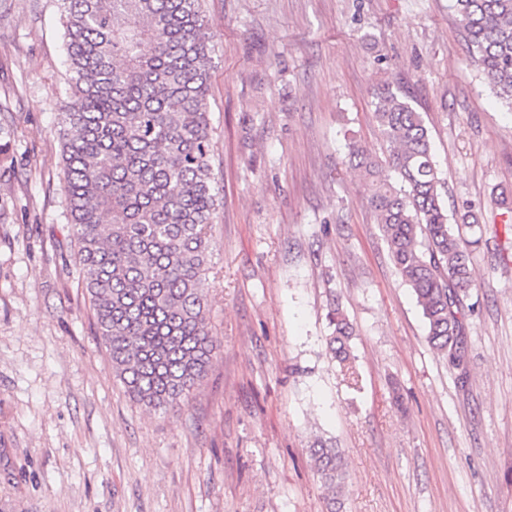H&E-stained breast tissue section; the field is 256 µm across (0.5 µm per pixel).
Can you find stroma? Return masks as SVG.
<instances>
[{
	"label": "stroma",
	"mask_w": 512,
	"mask_h": 512,
	"mask_svg": "<svg viewBox=\"0 0 512 512\" xmlns=\"http://www.w3.org/2000/svg\"><path fill=\"white\" fill-rule=\"evenodd\" d=\"M220 194L206 292L215 352L178 406L113 373L63 214L70 103L57 0H0V512H512V107L471 64L448 0H203ZM391 83L423 113L449 221L499 226L471 262L464 367L437 356L349 143L386 159ZM354 328L333 359L327 313ZM401 400H394V393ZM310 456L317 474L328 490L326 511L342 512L347 470L341 450L330 441H318L310 448Z\"/></svg>",
	"instance_id": "1"
}]
</instances>
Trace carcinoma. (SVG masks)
Here are the masks:
<instances>
[{"label": "carcinoma", "mask_w": 512, "mask_h": 512, "mask_svg": "<svg viewBox=\"0 0 512 512\" xmlns=\"http://www.w3.org/2000/svg\"><path fill=\"white\" fill-rule=\"evenodd\" d=\"M65 28L69 110L63 113L64 208L81 256L112 372L147 409L181 403L215 345L205 293L218 192L210 163L208 64L214 35L202 0H58ZM479 66L512 105V0H449ZM373 118L382 163L350 146L391 260L416 297L432 349L464 355L463 300L471 252L487 231L467 211L448 223L442 181L422 113L386 83ZM328 348L344 363L353 328L329 312ZM342 512L347 470L330 441L310 449Z\"/></svg>", "instance_id": "1"}]
</instances>
